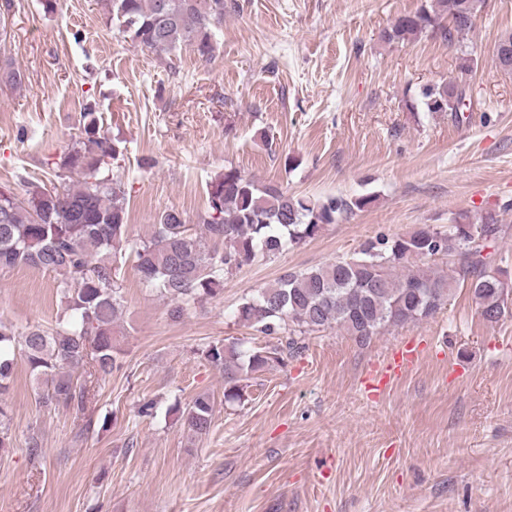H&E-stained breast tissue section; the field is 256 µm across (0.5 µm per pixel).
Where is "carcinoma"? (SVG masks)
<instances>
[{
	"mask_svg": "<svg viewBox=\"0 0 512 512\" xmlns=\"http://www.w3.org/2000/svg\"><path fill=\"white\" fill-rule=\"evenodd\" d=\"M481 0H424L397 17L382 33L386 42H405L430 33L449 43L469 30ZM107 22L133 45L171 52L184 45L202 61L215 52V32L224 25L225 0H105ZM448 81L420 88L416 104L426 112L459 119L465 91ZM80 135L60 156L59 170L81 180L60 188L28 183L20 196L0 186V266L30 265L53 275L65 304L55 325L22 335L0 327V451L12 447L11 416L1 399L13 378L16 354L25 357L40 403L84 413L93 383L117 367L120 350L113 326L123 305L119 260L127 251L128 187L112 173L119 141L101 133L95 105L81 112ZM208 209L199 230L181 211L162 212L147 239L132 248L146 286L172 303L179 319L190 304L220 291L224 275L258 257H270L314 237L325 224L373 202L295 196L277 184H259L227 168L208 184ZM505 232L499 216L477 219L460 213L447 228L423 224L408 235L377 236L351 257L324 266L287 271L257 291L236 311L239 323L282 345L243 350L210 344L205 359L224 369V399L243 398V381L263 371L279 354L299 349L296 333L336 324L359 343L382 328L433 316L459 285L469 286L480 316L496 323L508 309L506 272L486 252ZM444 259L448 271L420 265ZM295 328L286 330L287 324ZM287 337H282L283 333ZM88 365L79 379L73 369ZM193 437L209 433L214 401L202 393L176 410Z\"/></svg>",
	"mask_w": 512,
	"mask_h": 512,
	"instance_id": "obj_1",
	"label": "carcinoma"
}]
</instances>
